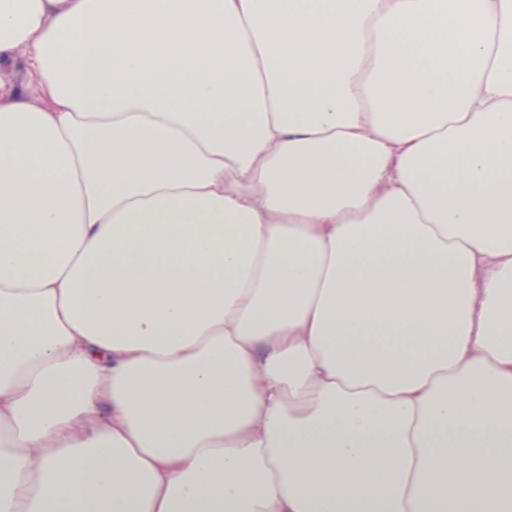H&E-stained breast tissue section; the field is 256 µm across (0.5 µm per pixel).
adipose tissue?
Returning a JSON list of instances; mask_svg holds the SVG:
<instances>
[{"label": "adipose tissue", "mask_w": 512, "mask_h": 512, "mask_svg": "<svg viewBox=\"0 0 512 512\" xmlns=\"http://www.w3.org/2000/svg\"><path fill=\"white\" fill-rule=\"evenodd\" d=\"M0 512H512V0H0Z\"/></svg>", "instance_id": "ef3b65f1"}]
</instances>
